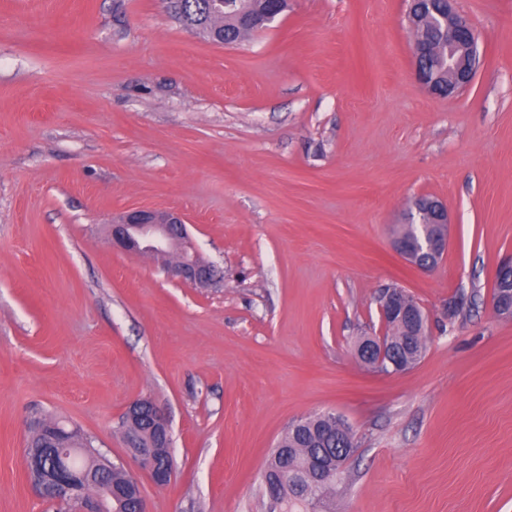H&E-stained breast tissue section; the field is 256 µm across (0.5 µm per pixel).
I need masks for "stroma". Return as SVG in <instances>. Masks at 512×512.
I'll list each match as a JSON object with an SVG mask.
<instances>
[{"label":"stroma","instance_id":"obj_1","mask_svg":"<svg viewBox=\"0 0 512 512\" xmlns=\"http://www.w3.org/2000/svg\"><path fill=\"white\" fill-rule=\"evenodd\" d=\"M472 87L416 79L406 0H288L235 46L171 0H0V512H54L26 480L30 421L126 460L121 417L167 416L149 512H265L288 427L331 412L352 457L334 512H512V0H457ZM448 209L429 270L394 250L413 199ZM183 213L215 287L112 249L114 217ZM405 289L427 350L387 375L355 343ZM463 293V309L448 301ZM497 288L500 289L502 300L496 299ZM493 308L497 315L512 317V262L501 267L495 277L492 293ZM494 297V298H493Z\"/></svg>","mask_w":512,"mask_h":512}]
</instances>
